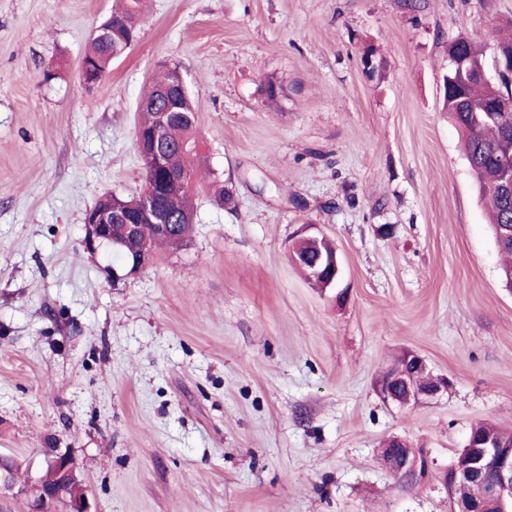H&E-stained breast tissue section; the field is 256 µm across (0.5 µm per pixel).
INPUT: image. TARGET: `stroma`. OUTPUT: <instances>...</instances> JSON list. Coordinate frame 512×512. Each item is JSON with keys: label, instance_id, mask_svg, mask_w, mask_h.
Masks as SVG:
<instances>
[{"label": "stroma", "instance_id": "35a3bbf8", "mask_svg": "<svg viewBox=\"0 0 512 512\" xmlns=\"http://www.w3.org/2000/svg\"><path fill=\"white\" fill-rule=\"evenodd\" d=\"M113 5L0 0V512H32L55 451L91 512H450L471 427L512 430V289L443 83L458 35L512 34V0H148L89 90ZM163 60L236 207L196 193L187 243L130 275L84 218L142 191ZM304 228L337 287L293 264ZM406 353L447 389L384 400ZM395 437L428 459L417 484L380 459ZM328 241L324 236L308 235L299 239L293 246V250L297 249L299 245L308 243L312 250L310 254H307L309 262L307 268L302 267L305 275L310 279L317 278L322 272L328 273L329 284L336 285L341 276V266L335 252L327 254L326 252H332V249L322 247V242Z\"/></svg>", "mask_w": 512, "mask_h": 512}]
</instances>
